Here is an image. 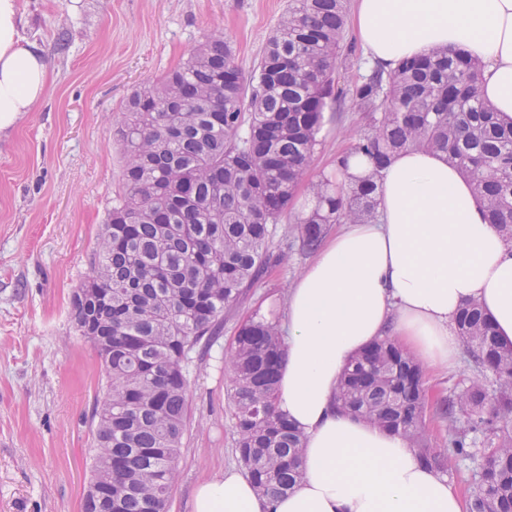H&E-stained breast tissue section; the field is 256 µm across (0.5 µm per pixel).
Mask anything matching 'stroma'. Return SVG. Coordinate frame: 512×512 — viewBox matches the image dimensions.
<instances>
[{"mask_svg": "<svg viewBox=\"0 0 512 512\" xmlns=\"http://www.w3.org/2000/svg\"><path fill=\"white\" fill-rule=\"evenodd\" d=\"M289 0H27L23 33L49 65L37 111L0 137V512H82L91 481L92 409L105 380L92 344L72 325L71 297L87 274L119 186L116 131L133 91L223 33L251 75ZM365 131L351 104L326 113L321 144L295 202L312 193ZM294 216L282 218L272 258L240 298L203 359L189 369L190 429L168 512H192L199 484L237 467L224 355L260 309L280 317L310 263ZM424 373L428 444L448 449L440 405L473 377Z\"/></svg>", "mask_w": 512, "mask_h": 512, "instance_id": "35a3bbf8", "label": "stroma"}]
</instances>
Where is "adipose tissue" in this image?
I'll list each match as a JSON object with an SVG mask.
<instances>
[{"label":"adipose tissue","instance_id":"ef3b65f1","mask_svg":"<svg viewBox=\"0 0 512 512\" xmlns=\"http://www.w3.org/2000/svg\"><path fill=\"white\" fill-rule=\"evenodd\" d=\"M24 7L0 0V135L37 110L47 87L45 59L21 31ZM350 26L388 70L436 49L478 60L483 98L512 122V0H356ZM377 198V220L329 237L284 301L276 408L304 436L300 482L266 498L230 469L197 489L193 512H465L442 472L402 436L340 410L336 390L353 358L387 336L426 367L451 370L453 318L471 301L512 343V239L433 150L395 155Z\"/></svg>","mask_w":512,"mask_h":512}]
</instances>
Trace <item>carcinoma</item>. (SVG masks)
I'll use <instances>...</instances> for the list:
<instances>
[{"instance_id":"carcinoma-1","label":"carcinoma","mask_w":512,"mask_h":512,"mask_svg":"<svg viewBox=\"0 0 512 512\" xmlns=\"http://www.w3.org/2000/svg\"><path fill=\"white\" fill-rule=\"evenodd\" d=\"M345 14V0H290L250 78L224 36L212 35L128 98L121 190L71 302L106 379L92 415L83 512H167L189 419L187 372L218 335L224 308L265 268L274 224L311 166L328 105L349 98L366 125L337 157V171L352 154L378 172L400 150H440L473 183L490 223L512 237V125L481 98L480 65L437 50L341 88ZM375 193L373 179L347 186L321 176L318 207L297 227L302 247L315 249L329 224L375 221ZM455 328L495 384L471 379L448 399L450 456L429 448L423 430L420 362L390 340L353 360L336 401L401 435L428 468L481 458L471 512H512V344L499 341L476 302L459 311ZM283 356L278 324L259 320L240 327L225 359L235 456L270 497L302 476L304 438L275 407Z\"/></svg>"}]
</instances>
